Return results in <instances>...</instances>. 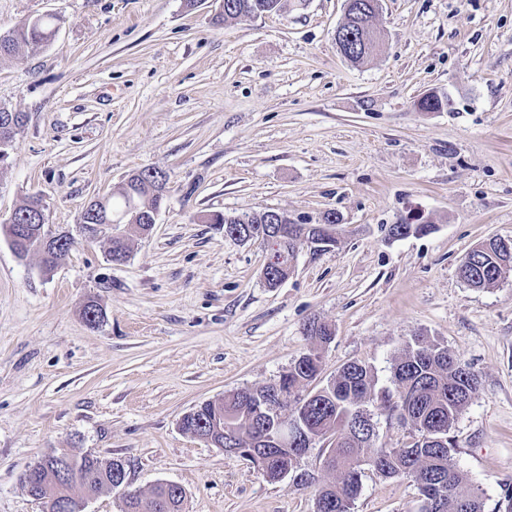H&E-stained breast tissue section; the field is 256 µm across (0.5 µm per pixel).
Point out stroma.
<instances>
[{"label":"stroma","instance_id":"obj_1","mask_svg":"<svg viewBox=\"0 0 512 512\" xmlns=\"http://www.w3.org/2000/svg\"><path fill=\"white\" fill-rule=\"evenodd\" d=\"M219 5L0 0V27L60 20L39 54L0 59V107L26 116L0 223L36 195L74 239L47 274L0 231V512H46L21 477L51 452L122 460L144 494L180 485L183 512H315V485L336 480L322 443L299 460L315 481L302 487L179 426L204 401L278 381L314 320L333 331L315 387L358 361L392 388L414 336L477 375L451 463L493 512L512 485V275L475 289L457 268L480 240L512 238V0H380L385 42L359 65L336 46L345 0H282L227 23ZM431 91L450 108L420 111ZM147 168L169 175L164 204L113 262L82 215ZM269 208L342 217L336 245L300 244L277 288L262 278L270 245L207 221ZM415 218L433 232L389 236ZM420 505L411 478L367 469L353 512Z\"/></svg>","mask_w":512,"mask_h":512}]
</instances>
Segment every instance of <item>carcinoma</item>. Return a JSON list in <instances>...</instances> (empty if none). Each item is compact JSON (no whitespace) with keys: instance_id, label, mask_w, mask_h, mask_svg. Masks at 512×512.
Returning a JSON list of instances; mask_svg holds the SVG:
<instances>
[{"instance_id":"obj_1","label":"carcinoma","mask_w":512,"mask_h":512,"mask_svg":"<svg viewBox=\"0 0 512 512\" xmlns=\"http://www.w3.org/2000/svg\"><path fill=\"white\" fill-rule=\"evenodd\" d=\"M279 0H224V13L220 21L228 22L252 14L253 6H270ZM372 0H353L342 28L357 33L368 26L376 13ZM57 33V16L43 14L17 23L5 31L0 30V56H14L23 50L37 54L50 45ZM424 112H439L450 106L448 96L425 94L417 102ZM24 125V115L0 108V167L8 157V147L18 129ZM138 185L130 194L123 187L117 198L105 200L103 213L85 210L83 223L99 224L111 220L114 212L125 216L136 211V224L129 232L144 234L154 213L163 204L165 194L157 192L153 175L137 172ZM41 204L33 195L19 207V223L29 225L26 242L18 245L15 253L24 258L32 252L41 257L42 269L52 271L74 244L72 237L61 234L57 245L43 251L40 233L33 218L35 208ZM262 213L228 216L213 214L211 224L231 222L241 226L260 224ZM430 224H393L389 234L405 237L423 235ZM129 236L108 240V254L113 261L127 257ZM512 273V256L500 251L496 239L482 241L461 259L458 275L471 288L482 289L495 285ZM309 337L315 341L311 347L282 375L288 388H300L314 381L321 371L322 355L319 345L331 338L330 329L315 323ZM395 392L375 391L372 368L361 362L343 366L318 395L303 408L301 420L317 441L324 442L323 466L337 474V481L324 485L315 492V498L325 503L327 512H352L354 500L360 490L363 467L369 466L384 478L410 477L422 496L421 512H485L482 495L473 488L467 477L451 465L456 443L450 436L454 421L467 409L477 387L476 375L455 359L439 343L419 336L413 338L393 365ZM378 402L379 407L396 415L405 426L417 432V440L410 448H386L377 443L376 435L365 420L367 406ZM224 416V432L237 448H251L269 432L271 425L254 415L252 397L244 389L224 394L223 403L204 402L194 414L185 417L183 430L193 436L210 432L216 415ZM80 466L72 474V481L62 488L49 485L47 472L34 471L28 476L33 494L47 500V512L56 510L55 496L72 498L97 496L110 491L113 461L79 457ZM300 457L287 448H272L264 457L260 470L263 477L275 481L283 472L298 467ZM183 497L176 489L155 486L147 496L141 494L126 504V512H182Z\"/></svg>"}]
</instances>
